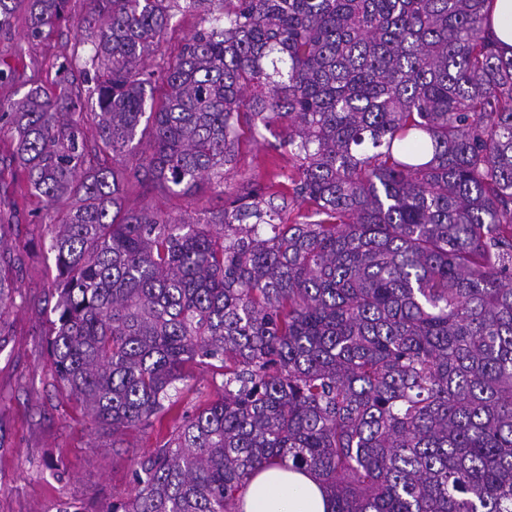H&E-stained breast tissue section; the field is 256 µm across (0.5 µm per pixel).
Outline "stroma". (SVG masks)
Returning a JSON list of instances; mask_svg holds the SVG:
<instances>
[{
    "instance_id": "stroma-1",
    "label": "stroma",
    "mask_w": 512,
    "mask_h": 512,
    "mask_svg": "<svg viewBox=\"0 0 512 512\" xmlns=\"http://www.w3.org/2000/svg\"><path fill=\"white\" fill-rule=\"evenodd\" d=\"M85 10L86 0H69L67 20L45 42L28 41L26 17L17 14L11 33L0 34V62L36 68L43 84L53 86L59 63L82 37ZM200 25L199 13L176 14L148 64L174 60ZM274 141L270 132L256 139L243 132L228 185L233 191L252 185L284 192L282 218L298 223L308 206L286 194L297 162L275 150ZM126 198L186 216L223 203L211 191L173 197L158 188L144 198L134 180ZM18 270L23 302L5 316L6 329L0 332V512H60L66 506L106 512L113 499L133 494L134 461L163 444L169 433L132 428L115 439L67 401L47 352L55 261L36 246L20 254Z\"/></svg>"
}]
</instances>
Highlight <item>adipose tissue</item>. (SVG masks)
<instances>
[{
  "mask_svg": "<svg viewBox=\"0 0 512 512\" xmlns=\"http://www.w3.org/2000/svg\"><path fill=\"white\" fill-rule=\"evenodd\" d=\"M240 512H332L314 473L274 465L256 471L240 497Z\"/></svg>",
  "mask_w": 512,
  "mask_h": 512,
  "instance_id": "1",
  "label": "adipose tissue"
}]
</instances>
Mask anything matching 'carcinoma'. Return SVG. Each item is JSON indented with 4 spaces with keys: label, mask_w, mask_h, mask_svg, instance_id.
<instances>
[{
    "label": "carcinoma",
    "mask_w": 512,
    "mask_h": 512,
    "mask_svg": "<svg viewBox=\"0 0 512 512\" xmlns=\"http://www.w3.org/2000/svg\"><path fill=\"white\" fill-rule=\"evenodd\" d=\"M493 2L88 0L59 92L0 68L28 87L0 103V182L71 201L50 222L56 375L114 438L172 424L105 512H236L276 463L314 472L333 512H512V55ZM67 3L0 0V34L22 6L45 41ZM198 11L177 60L146 66ZM273 124L312 220L224 191L241 128ZM130 176L227 199L177 216L127 203ZM18 292L0 255V318ZM209 360L215 398L184 402ZM202 16L196 12L178 13L170 22V26L165 32L161 42L155 51L151 54L146 63L153 66L164 58L172 61L178 55L182 45L199 27Z\"/></svg>",
    "instance_id": "obj_1"
}]
</instances>
